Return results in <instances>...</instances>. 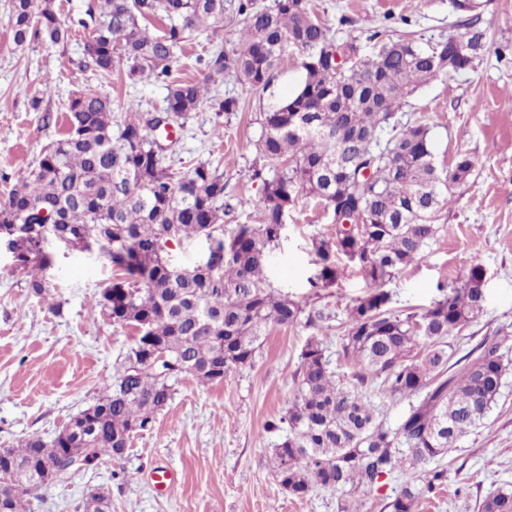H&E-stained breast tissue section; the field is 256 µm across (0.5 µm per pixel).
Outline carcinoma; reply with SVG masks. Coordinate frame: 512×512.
Masks as SVG:
<instances>
[{
	"label": "carcinoma",
	"mask_w": 512,
	"mask_h": 512,
	"mask_svg": "<svg viewBox=\"0 0 512 512\" xmlns=\"http://www.w3.org/2000/svg\"><path fill=\"white\" fill-rule=\"evenodd\" d=\"M224 2L94 0L81 22L95 29L84 44L87 66L103 76L120 70L132 82L166 75L187 33L224 27ZM236 12L243 23L239 43L209 53L199 78L171 85L164 113L181 119L195 111L208 85L226 71L264 92L283 57L300 53L297 90L260 114L256 150L279 168L271 176L253 169L252 178L263 183L258 223L224 228L234 211L225 200L224 174L202 162L173 172L157 154L152 113L131 101L118 114L110 98L92 88L69 98L66 131L0 201V236L24 235L39 245L33 262L41 270L51 262L50 241L80 250L95 244L115 276L91 306L138 333L123 370L103 382L89 421L76 422L57 440L29 438L0 448V476L17 472L14 486L0 492V512H28L30 498L51 485L39 464L58 449L77 448L87 438L90 461L121 457L131 436L151 427L172 400L178 377L148 362L151 347L167 350L183 372L208 384L252 365L270 328L300 320L302 308L274 295L265 276L299 196L316 200L336 224L330 238L315 242L320 270L312 286L336 282L343 274L340 255L380 283L423 254L437 235L439 212L473 170L466 155L438 169L428 125L400 128L396 118L419 86L472 67L485 47L484 33L472 23L448 34L445 57L436 44L421 48L398 37L339 70L332 48L353 54L356 47L330 34L308 0H274L270 8L238 0ZM152 18L161 23L156 33L142 24ZM8 24L18 46L31 36L53 43L67 37L54 0H11ZM205 236L217 239L215 265L176 271L162 260L169 242ZM481 286L482 271L474 266L432 308L405 318L387 308L390 296L383 291L358 300L341 343L353 367L349 380L310 339L287 411L267 425L280 433L273 448L277 484L305 497L315 485L372 489L398 470L406 482L383 509L415 512L447 478L446 470L424 465L485 424L508 374L506 340L498 336L483 337L454 359L450 338L483 313ZM377 381L384 395L408 401L393 428L361 394ZM77 508L111 512V501L95 492ZM478 510L512 512V491L486 499Z\"/></svg>",
	"instance_id": "obj_1"
}]
</instances>
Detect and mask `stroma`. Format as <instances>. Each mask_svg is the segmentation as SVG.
<instances>
[{
	"label": "stroma",
	"instance_id": "35a3bbf8",
	"mask_svg": "<svg viewBox=\"0 0 512 512\" xmlns=\"http://www.w3.org/2000/svg\"><path fill=\"white\" fill-rule=\"evenodd\" d=\"M88 2L55 0L60 23L72 32L68 41L38 37L18 46L7 23L10 0H0V200L58 136V126L44 125L31 106L45 78L54 80L46 104L60 114L72 94L84 88L109 96L114 111L134 99L154 113L165 106L169 81L197 77L198 57L238 42L241 19L229 9L219 32L188 35L171 64L170 80L105 78L84 62L90 32L79 21ZM479 3L475 14L487 40L485 55L472 68L419 86L397 113L401 123L430 125L438 168H450L462 154L474 162L467 181L440 212L441 230L422 257L375 284L342 256L343 273L336 283L313 287L318 270L313 242L330 235L334 225L329 212L300 198L265 275L271 288L303 308L306 318L324 311L322 327L308 325L305 318L270 329L254 365L223 382L204 384L179 375L169 405L149 430L133 435L122 458L93 464L43 490L30 512H76L93 489L109 496L112 512H340L345 499L356 502L359 512H381L382 499L399 492L405 477L397 472L368 491L341 494L317 486L303 498L282 492L271 462L277 437L265 426L285 413L300 353L310 338L321 341L339 372L350 373L340 347L348 310L379 290L389 294L388 307L396 314H420L461 285L472 266L481 267L483 313L454 336V347L462 355L483 337L497 335L506 338L504 352L512 359V0ZM311 4L331 32L354 39L362 58L401 35L423 47L446 40L460 19L452 0ZM298 63V54L288 55L271 88L260 94L224 75L210 94L235 99V109L219 115L202 105L185 115L176 132L168 163L184 173L206 162L223 173L225 192L238 204L230 223L253 224L259 217L263 184L251 177L258 160V119L270 103L290 94L300 78ZM218 125L223 135L214 134ZM50 252L52 266L45 276L53 289L47 301L29 287L31 266L19 264L12 253L0 254V448L32 437L51 441L70 418L96 401L103 380L119 374L135 344L130 329L90 305L113 278L110 263L100 253L59 244L51 245ZM431 465L446 470L447 478L421 499L416 512H478L484 499L512 489V373L485 426ZM159 466L177 477L174 491L154 483L152 473Z\"/></svg>",
	"mask_w": 512,
	"mask_h": 512
}]
</instances>
